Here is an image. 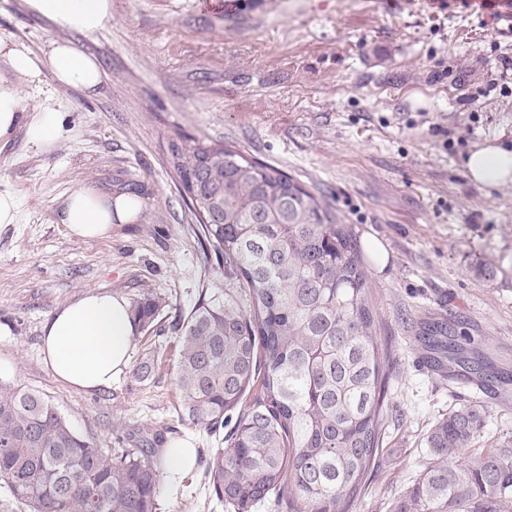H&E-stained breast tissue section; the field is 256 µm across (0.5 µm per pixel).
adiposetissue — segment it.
Listing matches in <instances>:
<instances>
[{"label": "adipose tissue", "instance_id": "1", "mask_svg": "<svg viewBox=\"0 0 512 512\" xmlns=\"http://www.w3.org/2000/svg\"><path fill=\"white\" fill-rule=\"evenodd\" d=\"M27 9L50 19L57 28L91 35L112 22V0H24ZM17 73L50 77L81 90L96 88L104 78L100 64L75 43L52 42L44 63L27 53L7 52ZM26 126L31 140L45 146L55 141L59 114L51 109L28 116L18 87L0 80V139L19 126ZM467 176L487 189L512 181V147L488 144L471 152L465 164ZM140 201L132 194L111 196L92 187L73 191L64 203L61 221L71 235L82 239H104L113 223L132 221ZM136 332L127 300L109 293H92L70 303L43 326L45 363L54 377L86 393L111 387L127 368Z\"/></svg>", "mask_w": 512, "mask_h": 512}]
</instances>
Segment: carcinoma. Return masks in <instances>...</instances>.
Listing matches in <instances>:
<instances>
[{
	"label": "carcinoma",
	"mask_w": 512,
	"mask_h": 512,
	"mask_svg": "<svg viewBox=\"0 0 512 512\" xmlns=\"http://www.w3.org/2000/svg\"><path fill=\"white\" fill-rule=\"evenodd\" d=\"M170 162L205 260L238 287L201 288L179 315L182 414L213 435L205 476L218 503L252 512H353L381 444L390 351L367 264L329 204L277 167L204 139L172 141ZM218 214L220 223L203 217ZM166 299L132 304L156 331ZM468 336L433 335L459 365ZM485 411L469 404L428 435L431 459L398 512H512V448L475 458ZM158 449L101 448L49 397L0 382V482L29 512H156Z\"/></svg>",
	"instance_id": "cac0c4a2"
}]
</instances>
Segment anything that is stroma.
<instances>
[{"instance_id": "obj_1", "label": "stroma", "mask_w": 512, "mask_h": 512, "mask_svg": "<svg viewBox=\"0 0 512 512\" xmlns=\"http://www.w3.org/2000/svg\"><path fill=\"white\" fill-rule=\"evenodd\" d=\"M70 40L105 73L95 92L42 76L21 83L28 111L59 112L56 141L26 128L0 140V193L18 205L0 226V381L50 396L80 434L115 448L119 432L192 438L196 463L164 476L158 512H229L205 478L220 443L181 417L179 312L203 284L233 287L203 262L194 218L169 164V141L207 138L276 166L322 197L368 258L380 338L394 362L381 448L353 512H394L430 459L427 435L452 409L479 402L468 456L512 441V183L488 191L464 163L479 145L512 142V5L500 17L463 0H112L93 35L58 29L24 0H0V42L43 57ZM81 186L132 193L136 220L102 240L59 220ZM91 292L168 300L162 335L136 332L124 370L88 394L45 365L42 329ZM467 331L482 363L447 378L429 360V328Z\"/></svg>"}]
</instances>
